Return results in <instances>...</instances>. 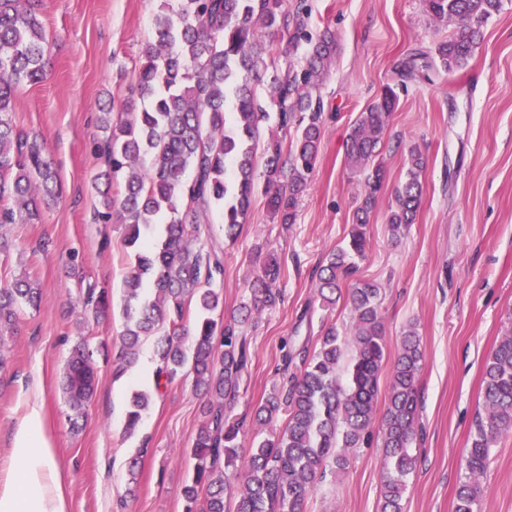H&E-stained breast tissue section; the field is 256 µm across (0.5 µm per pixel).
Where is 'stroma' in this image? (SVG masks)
Returning a JSON list of instances; mask_svg holds the SVG:
<instances>
[{
    "mask_svg": "<svg viewBox=\"0 0 512 512\" xmlns=\"http://www.w3.org/2000/svg\"><path fill=\"white\" fill-rule=\"evenodd\" d=\"M178 0H42L48 43L46 79L19 86L15 125L51 155L60 196L42 204V220L16 224L13 248L0 258V283L25 274L43 291L40 310L26 311L0 365V487L18 470L12 443L33 403L57 463L66 468L67 512H182L181 488L192 472L190 450L204 421L205 398L193 376L156 384L155 367L137 361L114 375L97 356L100 383L82 430L70 431L61 381L79 337L90 345L125 328L123 277L130 250L124 229L100 224L94 148L103 137L100 107L121 106L153 38V21ZM307 28L335 31L336 64L320 87L321 151L295 224L270 221L255 197L236 242L224 239L221 212L200 228L220 248L224 274L214 281L224 313H236L259 269L257 250L282 258L280 302L249 326L251 362L240 382L236 418L247 434L258 406L279 381L286 352L314 348L328 326L350 324L347 296L332 308L315 293L319 268L347 241L359 182L345 167L346 140L358 114L385 87L399 105L384 140L387 183L367 227L362 278L379 284L389 347L415 325L424 353L420 375L418 462L408 479L405 512H453L460 468L482 388L484 363L512 311V0L483 26L466 67H426L425 55L451 25L433 21L423 0H306ZM427 159L424 195L414 224L393 237L389 204L406 171L409 147ZM108 284L112 308L81 316L87 284ZM153 395L134 434L125 419L135 393ZM142 453L136 475L128 461ZM380 448H358L342 478L327 476L307 512H380ZM136 492H129V481ZM482 512H512V433L500 437L481 481Z\"/></svg>",
    "mask_w": 512,
    "mask_h": 512,
    "instance_id": "35a3bbf8",
    "label": "stroma"
}]
</instances>
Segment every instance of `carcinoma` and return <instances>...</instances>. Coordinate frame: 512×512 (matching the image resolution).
<instances>
[{"label":"carcinoma","instance_id":"1","mask_svg":"<svg viewBox=\"0 0 512 512\" xmlns=\"http://www.w3.org/2000/svg\"><path fill=\"white\" fill-rule=\"evenodd\" d=\"M426 13L451 23L450 35L434 55L451 72L468 64L482 41V26L502 9V0H423ZM37 0H0V257L10 253L7 226L40 219L39 199L54 195L55 172L37 141L12 120L14 91L46 76L44 26ZM154 40L143 55L136 85L124 102V117L103 113L106 135L97 146L106 190L98 216L121 224L131 261L123 279L126 327L113 374L136 361L141 343L152 339L156 380L173 382L184 369L204 392L205 421L192 444L193 475L182 488L184 512H306L327 474H345L353 451L368 445L379 423L382 448L381 512H404L409 476L416 467L412 448L419 435V378L424 355L414 326L402 334L385 391L379 378L388 353L380 288L358 275L366 256L367 225L387 168L384 137L399 95L387 86L359 114L348 134L345 163L360 176L356 207L345 246L333 251L318 273V294L336 302L349 284L351 325L345 334L329 326L313 352H303L297 371L283 374L256 410L264 427L244 448L240 426L229 422L248 363L241 324L276 305L281 275L278 255L268 253L260 274L248 282L251 301L239 317L219 322L222 293L211 287L222 270L216 251L198 242V225L216 208L224 214V237L236 240L252 199L262 190L276 224L296 221L320 150L323 103L318 95L335 64L338 43L329 28L308 33L303 6L284 0H181L179 11L155 17ZM286 43L288 57L305 47L299 69L266 57V42ZM267 85V100L257 87ZM275 121L283 136L262 140L264 124ZM263 147V183L254 159ZM425 168L423 154L408 151L406 176L394 191L387 223L395 237L416 219ZM41 290L27 278L0 286V347L20 313L38 309ZM112 304V291L89 286L85 310L98 316ZM196 319L188 325L190 310ZM487 358L481 401L461 458L464 475L454 512H481L480 480L491 448L512 432V317ZM99 386L93 350L77 341L62 389L71 429L79 427ZM383 413H378L379 397ZM137 393L127 412L133 433L149 408ZM286 416L283 425L280 415Z\"/></svg>","mask_w":512,"mask_h":512}]
</instances>
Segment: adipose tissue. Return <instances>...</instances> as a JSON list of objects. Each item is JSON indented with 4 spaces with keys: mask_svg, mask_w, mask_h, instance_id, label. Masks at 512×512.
Instances as JSON below:
<instances>
[{
    "mask_svg": "<svg viewBox=\"0 0 512 512\" xmlns=\"http://www.w3.org/2000/svg\"><path fill=\"white\" fill-rule=\"evenodd\" d=\"M13 453L20 467L0 487V512H67L63 473L45 444L38 411L18 427Z\"/></svg>",
    "mask_w": 512,
    "mask_h": 512,
    "instance_id": "ef3b65f1",
    "label": "adipose tissue"
}]
</instances>
